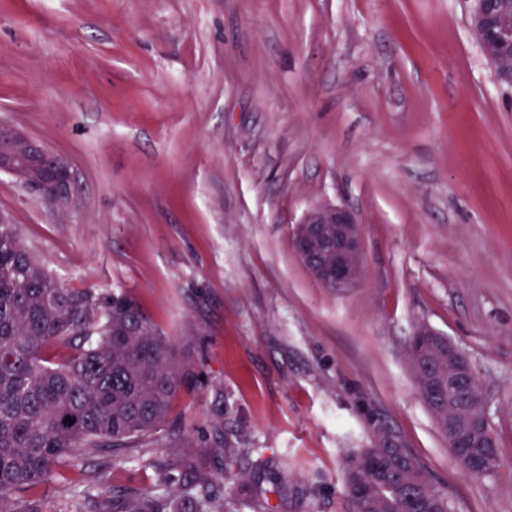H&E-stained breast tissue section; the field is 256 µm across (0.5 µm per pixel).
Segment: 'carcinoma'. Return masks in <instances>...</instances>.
Listing matches in <instances>:
<instances>
[{"instance_id":"obj_1","label":"carcinoma","mask_w":512,"mask_h":512,"mask_svg":"<svg viewBox=\"0 0 512 512\" xmlns=\"http://www.w3.org/2000/svg\"><path fill=\"white\" fill-rule=\"evenodd\" d=\"M419 326L408 348L416 392L448 437V413L460 417L457 392L448 388L446 336ZM63 344L70 354L53 363L45 351ZM200 381L192 347H179L127 294L73 290L22 244L16 225L0 223V509L6 497L33 490L58 474L65 460L104 448L116 452L165 425L174 398ZM71 417L73 423L65 422ZM200 443L224 452L225 472L238 448L214 424ZM458 467L485 477L497 464L492 448L484 467L448 444ZM346 493L340 512H451L448 495L423 464L392 437L343 460ZM236 473V472H234ZM236 476L243 477L242 472ZM239 512L233 496L219 499L200 480L181 495L114 496L99 512Z\"/></svg>"}]
</instances>
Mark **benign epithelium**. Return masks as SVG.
I'll use <instances>...</instances> for the list:
<instances>
[{"mask_svg":"<svg viewBox=\"0 0 512 512\" xmlns=\"http://www.w3.org/2000/svg\"><path fill=\"white\" fill-rule=\"evenodd\" d=\"M473 27L484 53L512 48V13L499 0H477ZM0 173L13 176L51 209L75 210L78 176L70 161L15 126L0 121ZM294 250L318 283L329 289L353 286L363 270V242L354 214L341 205L311 207L292 239ZM448 363L457 385L465 387L472 368L461 350L448 342ZM488 409L464 418L448 417V430L465 444L488 429Z\"/></svg>","mask_w":512,"mask_h":512,"instance_id":"1","label":"benign epithelium"}]
</instances>
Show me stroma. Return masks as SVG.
Returning <instances> with one entry per match:
<instances>
[{"mask_svg": "<svg viewBox=\"0 0 512 512\" xmlns=\"http://www.w3.org/2000/svg\"><path fill=\"white\" fill-rule=\"evenodd\" d=\"M476 0H0V119L65 156L80 205L53 210L0 173V215L66 287L129 291L195 349L201 385L166 425L61 468L23 512H97L208 479L240 440L277 512H336L342 457L396 437L452 512H512V82L472 27ZM364 242L351 288L292 247L313 204ZM427 324L470 359L498 437L464 475L408 358ZM192 467L173 471L180 456ZM215 436L212 439L202 437L199 439L202 445H210L224 452L225 473H233L238 464V448L228 433H223V420L214 424Z\"/></svg>", "mask_w": 512, "mask_h": 512, "instance_id": "1", "label": "stroma"}]
</instances>
